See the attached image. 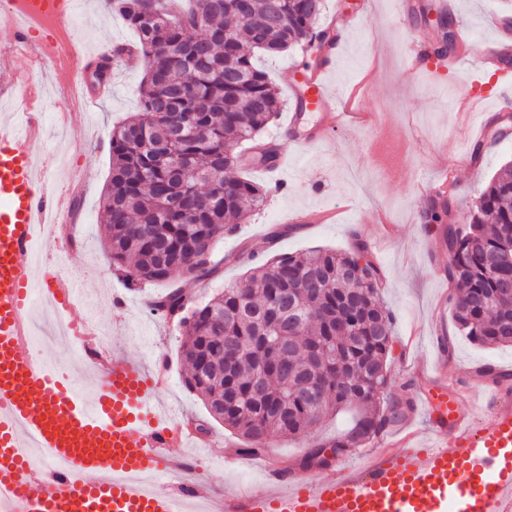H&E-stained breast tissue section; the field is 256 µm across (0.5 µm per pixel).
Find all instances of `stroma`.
<instances>
[{
    "label": "stroma",
    "instance_id": "35a3bbf8",
    "mask_svg": "<svg viewBox=\"0 0 512 512\" xmlns=\"http://www.w3.org/2000/svg\"><path fill=\"white\" fill-rule=\"evenodd\" d=\"M440 0H416L420 11L408 23L396 19L394 0H370L361 11L360 0H324L317 25L331 31L346 24L349 38L336 68L327 79L330 89L346 93L362 86L357 100L361 112H375L390 134L383 142L388 164L373 153L375 130L350 127L336 132L322 144L298 148L286 127L293 109L288 85L322 62L319 53L293 48L277 55L257 54L255 65L268 72L282 102L281 110L258 135L261 144L276 143L288 153V163L278 173L260 167L245 175L272 187L263 205L225 235L211 253L217 273L195 281L174 274L168 283L129 288L122 272L113 267L104 247L105 222L101 199L110 177V139L113 128L138 108L143 67L117 68L100 102L61 115L47 95L58 86L52 63H35L15 50L9 26L0 25V52L22 75L26 86L21 99L33 98L41 115L37 154H56L66 149L67 162L53 165L43 181L47 193L71 187L76 208L70 232H56L43 244L44 269L66 264L75 288L72 316L105 329V349L121 348L141 358L147 366L157 360L167 365L168 382L158 398L172 415L205 425L199 446L179 448L180 457L191 459L194 473L208 486L212 500L240 489H264L261 472L237 465L233 456L241 438L210 415L198 393L182 383L185 367L178 356L181 336L176 323L153 312L150 303L167 288L183 289L190 304L199 305L221 293L230 283L246 278L257 266L271 261L274 253L316 249L346 251L355 239L369 247V257L379 268L380 296L394 316L390 376L391 397H400V384L410 386L413 409L407 414L421 441L431 438L423 422V393L416 387L417 373L433 374L437 366V342L432 334L433 311L450 295L444 278L448 254L440 248V227L423 216L429 202L420 185L447 179L453 189L456 215H466L472 201L492 175L512 160V120L497 119L490 112H459L455 101L465 86L479 80L471 61L440 76L408 73L404 56L407 25L425 28L429 45H437L444 32L426 27L425 16H438ZM448 17L465 28L474 43L498 37L512 38V0H447ZM73 38L92 56H100L119 41L133 39L122 18L107 9L103 0H87L74 12ZM482 138L478 161L467 162L475 138ZM332 210L328 224L297 227L269 247L267 236L283 226L293 213ZM452 352L448 378L470 389V400L482 410L490 406L485 367L512 372V347L484 346L449 329ZM348 426L347 418L327 417L305 438L293 440L272 435L266 458L280 469L301 475V457L313 441L333 438Z\"/></svg>",
    "mask_w": 512,
    "mask_h": 512
}]
</instances>
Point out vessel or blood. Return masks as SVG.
<instances>
[{
	"label": "vessel or blood",
	"instance_id": "vessel-or-blood-1",
	"mask_svg": "<svg viewBox=\"0 0 512 512\" xmlns=\"http://www.w3.org/2000/svg\"><path fill=\"white\" fill-rule=\"evenodd\" d=\"M408 51L415 72H441L458 61L452 54L430 63L416 33ZM338 53L326 46L320 67L294 90L288 127L296 145H318L363 118L326 84ZM511 60L505 38L479 50L484 73ZM36 130L31 112L20 126L0 121V512H187L190 502L208 500L203 481L184 477L169 492L154 484L183 472L173 450L193 440L156 397L164 366L145 370L141 359L117 349L92 354L97 389L90 409L68 368L31 352L34 253L72 208L69 197L42 187L47 168L36 159ZM40 294L57 313L73 305L58 277H45ZM438 369L439 376L421 379L434 442L409 435L365 467L345 463L315 481L270 469L267 491L226 494L218 512H512V401L495 397L488 412L470 418L464 391L449 385L446 364ZM37 448L65 470H38Z\"/></svg>",
	"mask_w": 512,
	"mask_h": 512
}]
</instances>
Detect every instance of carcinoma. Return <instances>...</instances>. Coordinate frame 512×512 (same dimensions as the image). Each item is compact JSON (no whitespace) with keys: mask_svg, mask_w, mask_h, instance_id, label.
I'll return each instance as SVG.
<instances>
[{"mask_svg":"<svg viewBox=\"0 0 512 512\" xmlns=\"http://www.w3.org/2000/svg\"><path fill=\"white\" fill-rule=\"evenodd\" d=\"M272 0H107L136 35L145 66L137 112L112 131L111 176L102 197L103 237L112 266L136 286L179 271L195 280L217 268L198 252L261 206L270 189L243 177L238 148L280 109L255 51L313 47L324 0H280L282 19L268 22ZM452 201L433 207L442 225L446 277L458 330L483 345L512 346V161L491 177L465 223ZM379 272L367 244L283 254L206 303L188 309L180 289L154 303L180 316L185 387L211 416L244 439L237 452L257 457L271 434L299 438L329 414L351 413L324 448L366 447L412 409L388 398L393 317L380 301ZM281 329L282 348L262 331Z\"/></svg>","mask_w":512,"mask_h":512,"instance_id":"1","label":"carcinoma"}]
</instances>
